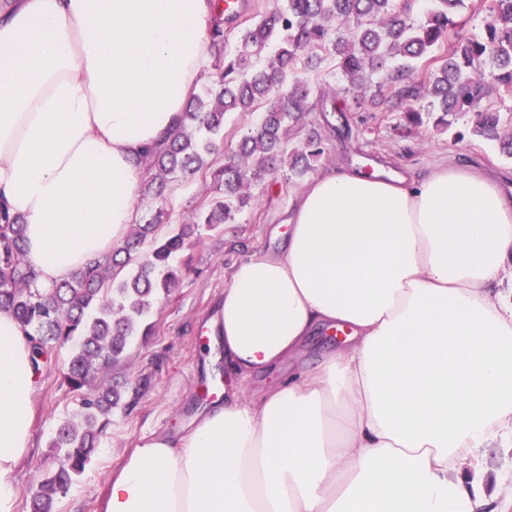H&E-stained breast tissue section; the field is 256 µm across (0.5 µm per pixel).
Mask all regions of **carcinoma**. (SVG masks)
<instances>
[{"instance_id": "carcinoma-1", "label": "carcinoma", "mask_w": 512, "mask_h": 512, "mask_svg": "<svg viewBox=\"0 0 512 512\" xmlns=\"http://www.w3.org/2000/svg\"><path fill=\"white\" fill-rule=\"evenodd\" d=\"M426 0L425 17L413 19L398 0H282L239 28V48L226 50L224 14L211 26V85L203 97L187 104L179 128L167 147L146 160L144 194L160 198L180 176L206 172L224 182V195L205 199L192 224H179L158 235L165 212L158 210L134 225L123 244L103 260L80 269L49 288L24 256L25 219L10 211L0 196V308L13 311L32 336L37 358L45 361L57 347L75 342L63 380L79 399L83 422H65L54 448L64 449L30 500V512H55L64 495L90 461L112 424V413L127 410L124 386L94 382L128 358L141 320L156 295L167 294L178 279L173 258L188 250L194 228L217 229L236 222L277 164L291 176L314 170L336 125L327 112H358L390 101L400 109L396 125L410 135L423 119L448 125V116L477 113L472 134L499 142L512 155V139L501 137L497 109H479L491 90L512 94V0ZM485 13L481 33L462 31L475 13ZM339 72L355 93L350 106H336L325 88L326 73ZM324 122H308L313 109ZM229 112L258 113L232 160L213 168ZM307 129L301 146L289 132Z\"/></svg>"}]
</instances>
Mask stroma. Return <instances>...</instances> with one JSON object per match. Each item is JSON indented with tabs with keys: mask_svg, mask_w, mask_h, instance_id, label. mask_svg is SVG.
Segmentation results:
<instances>
[{
	"mask_svg": "<svg viewBox=\"0 0 512 512\" xmlns=\"http://www.w3.org/2000/svg\"><path fill=\"white\" fill-rule=\"evenodd\" d=\"M346 118L353 127H376L377 142L367 143L354 134L330 138L318 170L367 165L385 157L393 167L419 175L445 156L461 165L512 168V159L495 143L469 136V126L462 119L446 130L429 124L403 137L392 129L395 114L389 104L373 112H350ZM303 184V179L287 178L285 170H278L253 188L252 206L237 223L224 225L219 232L199 228L183 258L179 283L154 302L149 317L155 325L154 335L136 337L130 347V364L104 374L105 379H119L127 390H139L140 396L132 410L114 412L91 461L60 497L59 512H95L96 501L122 463L125 450L135 447L142 437L177 430L190 419L193 407L204 401L203 325L223 294L234 263L257 251L278 248L272 231L286 219L293 193ZM216 192L215 184L205 183L201 176L181 177L159 206L167 212L170 224H185L194 218L203 198ZM70 352L67 345L56 349L38 375L34 448L19 465L17 512H27L26 505L38 491L46 469L60 454L51 445L58 426L78 418V403L63 382Z\"/></svg>",
	"mask_w": 512,
	"mask_h": 512,
	"instance_id": "35a3bbf8",
	"label": "stroma"
}]
</instances>
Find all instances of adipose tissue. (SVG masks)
<instances>
[{
	"label": "adipose tissue",
	"mask_w": 512,
	"mask_h": 512,
	"mask_svg": "<svg viewBox=\"0 0 512 512\" xmlns=\"http://www.w3.org/2000/svg\"><path fill=\"white\" fill-rule=\"evenodd\" d=\"M217 0H13L0 11V196L51 286L123 243L144 157L210 67ZM283 245L234 263L206 323L224 393L143 437L98 512H482L512 447V194L476 166L350 167L294 195ZM346 344L252 393L313 334ZM32 344L0 309V512L32 446ZM477 468L484 472V487L491 496L499 481L505 484L512 481V450L511 448H484L481 451Z\"/></svg>",
	"instance_id": "obj_1"
}]
</instances>
